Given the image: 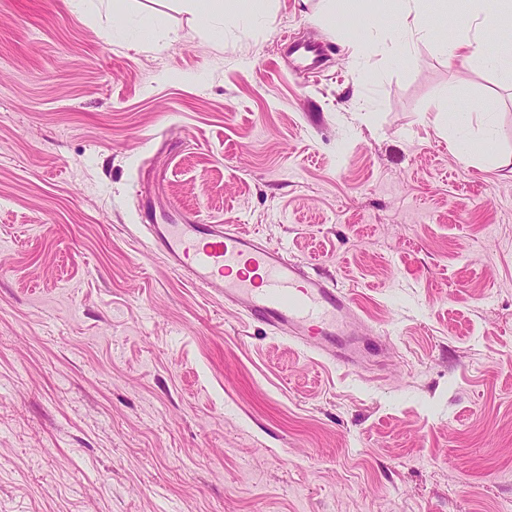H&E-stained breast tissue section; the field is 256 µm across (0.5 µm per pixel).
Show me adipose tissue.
Masks as SVG:
<instances>
[{
  "mask_svg": "<svg viewBox=\"0 0 512 512\" xmlns=\"http://www.w3.org/2000/svg\"><path fill=\"white\" fill-rule=\"evenodd\" d=\"M204 27L234 23L246 16L265 12L264 0H182ZM393 44L407 47L428 35L432 19L423 0H397L390 21ZM454 36L449 44V60H461L469 67L501 66L512 74V53L491 51L501 32L512 29V0H469L467 10L452 21Z\"/></svg>",
  "mask_w": 512,
  "mask_h": 512,
  "instance_id": "obj_1",
  "label": "adipose tissue"
}]
</instances>
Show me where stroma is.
I'll return each mask as SVG.
<instances>
[{"instance_id":"stroma-1","label":"stroma","mask_w":512,"mask_h":512,"mask_svg":"<svg viewBox=\"0 0 512 512\" xmlns=\"http://www.w3.org/2000/svg\"><path fill=\"white\" fill-rule=\"evenodd\" d=\"M271 2L0 0V512H512V170L427 110L461 89L511 153L512 82L438 23L393 53ZM140 185L348 289L380 354L337 366L179 276ZM182 5L195 14L204 27H214L223 21L234 23L244 16H255L266 11L267 1L260 0H182ZM290 50L292 54L296 55L299 68L315 70L321 67L323 54L316 45L294 43L290 46Z\"/></svg>"}]
</instances>
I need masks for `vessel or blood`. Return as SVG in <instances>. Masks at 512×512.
I'll list each match as a JSON object with an SVG mask.
<instances>
[{"mask_svg":"<svg viewBox=\"0 0 512 512\" xmlns=\"http://www.w3.org/2000/svg\"><path fill=\"white\" fill-rule=\"evenodd\" d=\"M300 68H320L323 54L312 44L290 47ZM151 246L196 287L222 294L225 303L258 324L350 366L378 349L374 329L357 331L360 314L347 290L307 271L285 249L269 246L230 224H203L192 209L172 205L141 212Z\"/></svg>","mask_w":512,"mask_h":512,"instance_id":"1","label":"vessel or blood"}]
</instances>
